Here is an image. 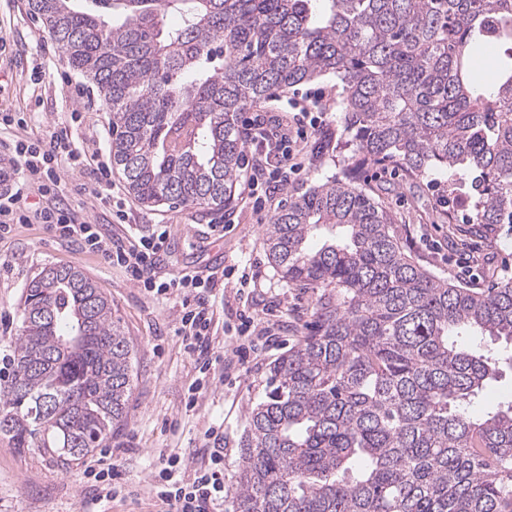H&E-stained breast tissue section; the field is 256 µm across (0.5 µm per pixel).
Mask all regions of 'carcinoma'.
I'll use <instances>...</instances> for the list:
<instances>
[{
    "label": "carcinoma",
    "instance_id": "cac0c4a2",
    "mask_svg": "<svg viewBox=\"0 0 512 512\" xmlns=\"http://www.w3.org/2000/svg\"><path fill=\"white\" fill-rule=\"evenodd\" d=\"M72 2L29 6L111 108L112 163L142 205H231L238 113L333 74L349 161L446 171L480 230L512 224V0ZM458 168L479 172L466 190ZM266 246L286 282L322 293L249 408L233 512H512V400L469 411L512 355L459 342L512 346V280L438 279L336 179L291 197ZM132 358L103 289L44 267L22 294L0 435L57 462L89 454L127 418Z\"/></svg>",
    "mask_w": 512,
    "mask_h": 512
}]
</instances>
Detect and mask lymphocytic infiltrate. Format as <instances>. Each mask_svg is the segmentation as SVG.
Listing matches in <instances>:
<instances>
[{
  "label": "lymphocytic infiltrate",
  "instance_id": "lymphocytic-infiltrate-1",
  "mask_svg": "<svg viewBox=\"0 0 512 512\" xmlns=\"http://www.w3.org/2000/svg\"><path fill=\"white\" fill-rule=\"evenodd\" d=\"M321 132L320 124L314 119L308 127L297 128L292 137L285 132L279 118L273 116L258 114L244 122L249 152L272 155L287 151L295 173L304 168L309 137ZM62 155L92 173L90 181L80 185L79 195L111 207L115 184L109 165L100 161L98 155L79 151L68 127L60 126L48 140H18L0 156L5 160L0 166V237L10 234L16 225L35 222L52 236L75 241L107 264L123 268L129 279L146 292L162 296L194 289L192 301L182 304L176 333L182 336L187 349L196 353L201 376L208 375L221 360L211 348L214 309L207 290L213 285L212 279L186 274L169 281L160 280L156 265L160 252L167 246L166 231H156L148 237H113L102 232L98 225L88 223L80 210L61 204V197L68 194L58 168V158ZM29 188L38 194L33 207L24 198ZM203 439L210 444L208 462L196 468L191 478H183L184 459L177 454L167 457L153 476L154 494L167 512H218L224 501V440L211 427L204 431Z\"/></svg>",
  "mask_w": 512,
  "mask_h": 512
}]
</instances>
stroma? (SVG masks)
<instances>
[{
    "mask_svg": "<svg viewBox=\"0 0 512 512\" xmlns=\"http://www.w3.org/2000/svg\"><path fill=\"white\" fill-rule=\"evenodd\" d=\"M0 113L13 112L24 126L0 128V139L45 138L54 127L72 125L76 147L85 153H110L112 114L96 85L74 69L43 26L30 13L28 0H0ZM341 85L328 74L312 82L280 89L298 108L318 109L334 138L344 137L340 107ZM80 113L72 122V113ZM280 170L286 188L274 197L287 204L289 191L305 192L333 178L352 182L392 218L404 252L444 280L475 288H494L512 277V224L497 225L479 238L467 210L456 207L447 182L434 172L410 176L390 166L354 167L343 163L335 147L308 156L301 173ZM248 185H241L231 207L204 212L192 206L147 207L120 188L117 202L126 211L125 223L111 222L106 209L72 197L90 223L105 225L115 236L150 234L166 225L168 249L158 260L163 279L185 273L212 276L218 319L214 346L224 353V378L214 381L195 410L184 408L189 386L196 380L194 361L185 353L175 328L181 299L144 292L118 267L84 253L76 243L46 233L38 224L17 225L12 236L0 239V358L12 354L21 329V295L27 282L49 264L74 266L92 278L112 301V310L135 350L134 386L128 415L120 431L91 456L62 465L37 450L25 452L0 436V512H159L151 489L153 473L169 455L181 453L187 466L190 451L202 447L203 432L214 427L224 435V476L237 469L238 448L245 434L251 405L265 395L270 365L302 336L320 294L316 288L291 287L268 259L265 229L272 212H256ZM255 272L253 285L238 290L224 279L226 269ZM247 313L271 326L270 345L247 357L236 354V328ZM111 452L126 492L100 504L92 480L83 471L90 458Z\"/></svg>",
    "mask_w": 512,
    "mask_h": 512,
    "instance_id": "obj_1",
    "label": "stroma"
}]
</instances>
